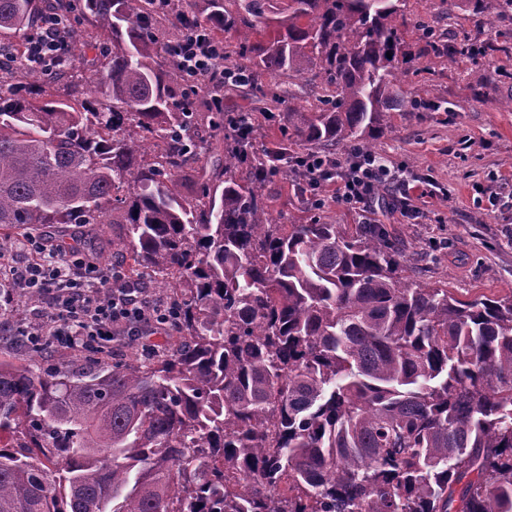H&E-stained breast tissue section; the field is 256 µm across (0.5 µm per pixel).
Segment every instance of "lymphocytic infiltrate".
Masks as SVG:
<instances>
[{
    "instance_id": "lymphocytic-infiltrate-1",
    "label": "lymphocytic infiltrate",
    "mask_w": 512,
    "mask_h": 512,
    "mask_svg": "<svg viewBox=\"0 0 512 512\" xmlns=\"http://www.w3.org/2000/svg\"><path fill=\"white\" fill-rule=\"evenodd\" d=\"M69 29L54 13L44 16L35 35L26 37L24 52L31 63L45 69L55 61L66 45ZM178 66L189 76L194 88L214 82H248L245 71H234L224 64V44L212 38L201 26H188L186 34L174 48ZM304 176L310 188L330 185L337 203L366 213L372 210L379 189L392 194V202L408 211L412 200L409 182L373 155L360 162L338 157L332 166L316 159L304 163ZM120 270L104 271L92 258H71L58 250L50 259L11 268L7 285L28 288L45 295L48 311L37 321L18 328V335L29 343L40 344L43 337L53 336L70 345L96 347L111 345L115 332L139 340L145 331L172 324L169 303L150 298L140 288L123 287Z\"/></svg>"
}]
</instances>
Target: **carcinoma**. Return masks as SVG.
Listing matches in <instances>:
<instances>
[{"instance_id":"obj_1","label":"carcinoma","mask_w":512,"mask_h":512,"mask_svg":"<svg viewBox=\"0 0 512 512\" xmlns=\"http://www.w3.org/2000/svg\"><path fill=\"white\" fill-rule=\"evenodd\" d=\"M50 0H0V34ZM405 0H71L109 41L96 96L0 65V226L122 224L112 259L171 292L179 343L145 364L0 359V512H512V293L457 298L403 275L382 224H280L263 192L302 155L375 153L392 112H449L405 89L422 53L477 64ZM229 36L255 96L309 111L255 148L224 85L186 86V22ZM162 20L174 30L159 41ZM224 156L196 167L203 133ZM195 196L187 203L186 194Z\"/></svg>"}]
</instances>
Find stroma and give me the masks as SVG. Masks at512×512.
<instances>
[{
    "mask_svg": "<svg viewBox=\"0 0 512 512\" xmlns=\"http://www.w3.org/2000/svg\"><path fill=\"white\" fill-rule=\"evenodd\" d=\"M411 18L434 20L445 43H490L483 63L460 60L455 66L431 56L422 59L421 72L404 77L405 86L418 91L435 88L453 110L452 117L433 114L426 118L395 115L376 143L383 162L403 169L408 178L430 179L433 193L417 200L415 219L396 211L374 214L399 244L411 278L448 285L461 298L502 295L512 291V186L496 204H489L476 187L495 174H512V20L500 18L494 9L481 17L456 9L441 14L439 0H407ZM265 194L280 223L297 218H319L327 224H359L362 214L332 199L325 186L315 193L301 191L287 173L269 178ZM47 244L64 243L67 250L102 257L111 268L112 227L108 224H67L42 233ZM173 328L155 330L145 340L93 351L81 346L51 345L39 352L18 336L0 338V357L36 355L44 363L65 361L90 354L107 362L136 356L149 358L150 347H164Z\"/></svg>",
    "mask_w": 512,
    "mask_h": 512,
    "instance_id": "35a3bbf8",
    "label": "stroma"
}]
</instances>
